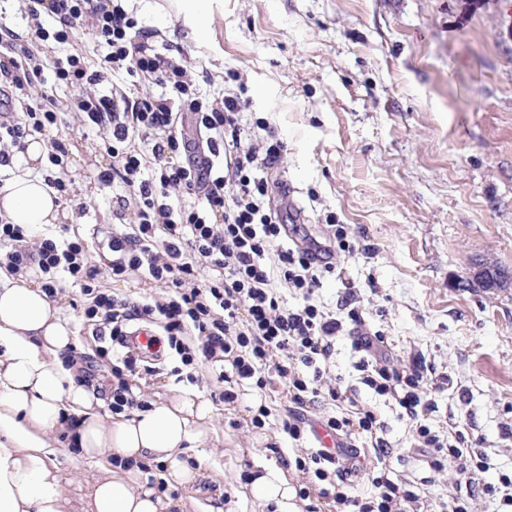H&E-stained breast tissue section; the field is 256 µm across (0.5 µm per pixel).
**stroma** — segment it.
Wrapping results in <instances>:
<instances>
[{
    "instance_id": "stroma-1",
    "label": "stroma",
    "mask_w": 512,
    "mask_h": 512,
    "mask_svg": "<svg viewBox=\"0 0 512 512\" xmlns=\"http://www.w3.org/2000/svg\"><path fill=\"white\" fill-rule=\"evenodd\" d=\"M140 26L184 51L202 93L244 89L248 122L276 125L287 143L280 175L292 183L301 223L326 233L325 219L351 225L365 252L338 255L355 281L371 329L383 332L395 363L424 357L438 385L423 422L440 436L457 426L481 437L483 478L512 476V0H128ZM69 140L65 177L88 213L44 227L84 238L112 230V190L94 180L108 166L101 140L75 116L57 130ZM509 282L479 287L478 266ZM79 290L63 291L61 314L76 356L97 358L105 342L81 316ZM350 339L337 337L331 377L358 388L395 453L390 478L415 480L426 512H440L460 477L441 471L414 445L394 400L360 385ZM164 361L154 375L126 374L144 400L183 389ZM266 404L264 429L244 426L247 407ZM239 409L221 410L206 447L185 453L210 480L178 490L185 512H209L225 497L231 512H274L252 497L243 471L279 467L267 442L283 440L282 391L244 387ZM77 512L87 508L96 467L75 453L58 458ZM280 468V467H279Z\"/></svg>"
}]
</instances>
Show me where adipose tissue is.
Instances as JSON below:
<instances>
[{"mask_svg": "<svg viewBox=\"0 0 512 512\" xmlns=\"http://www.w3.org/2000/svg\"><path fill=\"white\" fill-rule=\"evenodd\" d=\"M46 142L27 138L14 151L12 177L0 187V218L31 230L57 223L64 210L37 175ZM74 345L73 332L35 272L0 267V512H69L57 458L59 442L81 458L110 469L91 488L93 512H182L176 488L191 489L207 474L182 455L202 447L215 431V407L188 391L107 420L106 401L78 379L80 362L58 357ZM165 463L162 486L139 466Z\"/></svg>", "mask_w": 512, "mask_h": 512, "instance_id": "ef3b65f1", "label": "adipose tissue"}]
</instances>
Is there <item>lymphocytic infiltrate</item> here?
<instances>
[{
	"label": "lymphocytic infiltrate",
	"mask_w": 512,
	"mask_h": 512,
	"mask_svg": "<svg viewBox=\"0 0 512 512\" xmlns=\"http://www.w3.org/2000/svg\"><path fill=\"white\" fill-rule=\"evenodd\" d=\"M24 2L26 31L0 23V166L35 134L48 137L49 162L63 166L68 145L51 132L75 115L101 137L111 163L94 177L116 189L117 207L111 234L94 243L1 223L0 262L16 273L39 272L52 298L79 288L88 298L83 316L97 336L116 340L132 321L155 323L180 358L175 375L202 362L223 364L219 397L229 407H237L241 386L262 392L282 386L288 407L280 430L299 448L284 465L306 480L298 493L304 512L326 505L335 512H419L421 505L412 480L373 470L367 474L372 495L349 496L357 466L348 448L328 453L306 446L315 432L310 412L345 403L352 414L328 417L323 428L369 439L376 460L393 453L376 413L359 407L356 388L328 376L336 339L345 335L361 356L362 385L393 399L414 422L432 469L448 459L457 463L466 493L449 494L448 512H470L467 496L478 489L512 507V478L480 481L488 459L481 440L453 431L443 439L420 423L435 407L426 362H391L384 336L367 328L354 294L342 299L339 315L317 304L323 277L338 269L337 253H356L357 246L347 225H334L320 240L289 223L274 195V173L286 151L277 128L248 127L250 102L241 94L203 96L185 54L172 53L159 31L139 27L123 0ZM82 32L102 52L98 70L73 45ZM47 71L76 96L36 94ZM118 72L147 81L153 93L130 94L114 82ZM104 252L103 266L96 257ZM106 274L116 281L138 277L155 293L141 301L119 298L101 288ZM281 287L294 290L296 305L280 301Z\"/></svg>",
	"instance_id": "1"
}]
</instances>
